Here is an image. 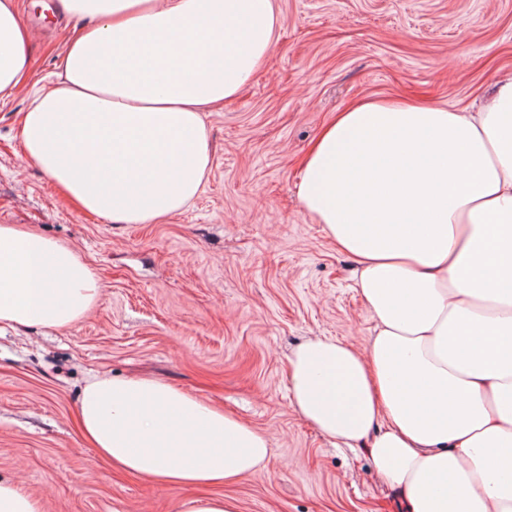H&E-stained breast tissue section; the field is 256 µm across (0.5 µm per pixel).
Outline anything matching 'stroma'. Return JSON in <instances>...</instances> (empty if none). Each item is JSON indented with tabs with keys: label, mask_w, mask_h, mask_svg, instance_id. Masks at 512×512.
<instances>
[{
	"label": "stroma",
	"mask_w": 512,
	"mask_h": 512,
	"mask_svg": "<svg viewBox=\"0 0 512 512\" xmlns=\"http://www.w3.org/2000/svg\"><path fill=\"white\" fill-rule=\"evenodd\" d=\"M15 2L33 31L31 71L0 100V224L74 249L102 296L67 331H0V479L45 512H178L183 489L109 466L80 431L88 380L146 375L267 434L265 467L227 489L240 512H400L363 450L334 447L292 405L298 344L360 347L373 327L353 261L299 206L300 166L354 101L469 106L512 70V0H275L268 61L205 117L202 190L157 224L83 212L25 158L20 120L56 83L70 25L49 0Z\"/></svg>",
	"instance_id": "35a3bbf8"
}]
</instances>
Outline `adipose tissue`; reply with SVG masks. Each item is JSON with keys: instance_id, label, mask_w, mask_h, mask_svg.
<instances>
[{"instance_id": "obj_1", "label": "adipose tissue", "mask_w": 512, "mask_h": 512, "mask_svg": "<svg viewBox=\"0 0 512 512\" xmlns=\"http://www.w3.org/2000/svg\"><path fill=\"white\" fill-rule=\"evenodd\" d=\"M85 20L22 117L25 157L76 206L152 224L200 192L204 114L270 56L273 0H60ZM32 33L0 0V99L20 86ZM302 210L355 264L373 331L288 359L300 415L362 448L402 512H512V72L477 107L365 99L321 132L297 184ZM68 246L0 224V324L66 329L98 304ZM98 456L159 486L195 488L179 512H239L221 486L261 469L269 439L152 379L82 389Z\"/></svg>"}]
</instances>
